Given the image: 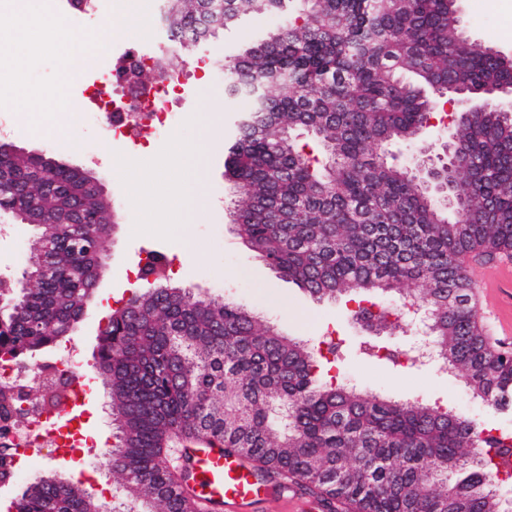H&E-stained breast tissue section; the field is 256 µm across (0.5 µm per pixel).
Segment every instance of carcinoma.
<instances>
[{"instance_id":"cac0c4a2","label":"carcinoma","mask_w":512,"mask_h":512,"mask_svg":"<svg viewBox=\"0 0 512 512\" xmlns=\"http://www.w3.org/2000/svg\"><path fill=\"white\" fill-rule=\"evenodd\" d=\"M288 0H220L223 26ZM269 39L224 61V96L245 98L224 145L235 234L280 277L318 302L367 296L356 315L378 336L403 325L377 297L406 285L430 311L437 357L489 410L512 403V351H490L462 259L512 251V113L489 91L512 85V63L466 36L451 0H299ZM167 35L189 49L206 38L213 0H164ZM411 72L417 84L402 79ZM486 106L453 125L438 161L388 160L419 139L446 95ZM324 159L312 155L297 131ZM23 206L73 221L72 239L30 268L0 321V355L57 347L79 322L109 224L105 204L71 164L32 169L17 155L0 171V212ZM54 224H39L30 257ZM164 258L140 270L141 290L106 317L93 368L109 398L112 490L136 512H196L190 444L239 456L256 476L291 480L326 512H512V431L418 399L363 390L340 374L338 343L283 335L222 297L163 283ZM421 286V290L414 286ZM373 356L400 364L385 343ZM41 386L54 409L66 395ZM16 512H100L84 483L55 474L16 498Z\"/></svg>"}]
</instances>
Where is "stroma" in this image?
Listing matches in <instances>:
<instances>
[{
    "instance_id": "35a3bbf8",
    "label": "stroma",
    "mask_w": 512,
    "mask_h": 512,
    "mask_svg": "<svg viewBox=\"0 0 512 512\" xmlns=\"http://www.w3.org/2000/svg\"><path fill=\"white\" fill-rule=\"evenodd\" d=\"M457 5L461 24L473 40L512 55V0H458ZM56 9L66 20L72 44L108 41V50L95 61L99 67L114 65L133 45L142 52L156 51L163 36L162 30L155 27L152 7L148 4L139 8L141 25L134 32L120 26L128 15V0H94L93 10L87 12L71 10L67 0H58ZM282 23L279 15H244L234 26L217 29L192 51L173 54L172 68L180 73L183 83L175 101L180 115L178 126L169 134L128 133L125 139L113 142L111 162L97 158L102 133L84 118L85 113L96 111L97 106L84 95L78 81L70 87L77 114L70 137L62 138L52 129L33 125L13 126L6 132L0 130V142L32 152L51 153L91 170L101 181L107 198L121 213V222L112 234L113 246L102 281L86 316L71 335L80 356L84 361H91L99 322L104 321L118 301L140 289L141 282L135 273L148 253L155 251L167 257V273L173 285L200 295L228 298L239 307L274 322L287 336L311 342L328 334L341 338L338 369L363 388L397 399L419 395L471 417L486 418L489 416L486 409L442 365L427 364L408 370L363 355L362 346L373 341L374 335L357 320L356 302L313 301L294 284L277 277L259 256L241 244L232 229L228 210L233 188L224 177L223 142L209 146L204 192L211 206L191 218L190 232L196 248L188 256L180 254V225L168 223L160 202L162 195L178 187L179 171L168 168L163 182L154 186L150 195L132 200L121 168L122 159L151 146L165 149L174 139L187 146L201 142L199 116L203 113L214 117L224 132H231L235 118L246 109L247 103L242 99H225L224 59L268 39L279 31ZM67 54L66 46L40 42L21 54L0 52V119L29 110L33 99L18 97L17 86L41 91L54 86ZM455 112V105L449 104L436 113L432 120L434 129L427 141L392 147L396 162L410 165L424 147L438 148L448 134ZM30 231V226L17 223L11 215H0V287L14 288L21 276ZM85 428L87 437L99 443L112 433L108 397L98 381L90 385Z\"/></svg>"
}]
</instances>
